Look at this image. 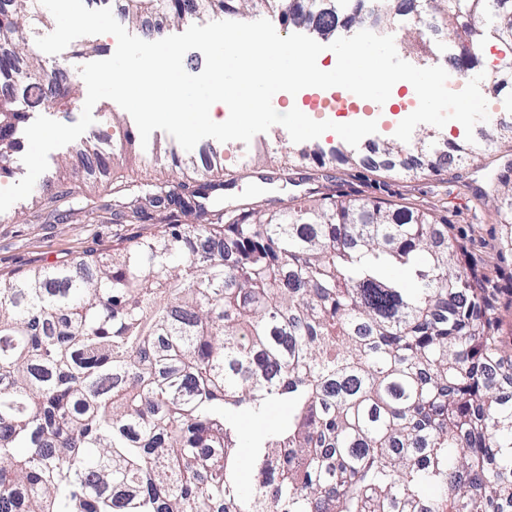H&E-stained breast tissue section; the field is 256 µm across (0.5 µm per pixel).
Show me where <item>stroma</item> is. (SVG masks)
Listing matches in <instances>:
<instances>
[{"instance_id":"1","label":"stroma","mask_w":512,"mask_h":512,"mask_svg":"<svg viewBox=\"0 0 512 512\" xmlns=\"http://www.w3.org/2000/svg\"><path fill=\"white\" fill-rule=\"evenodd\" d=\"M397 94L399 103L375 104L345 115L310 109L308 100L315 95L311 89L294 96L280 94L279 106L295 100L298 109L316 121H376V133L364 137L355 148L331 134L317 138V145L324 150L354 153L352 161L324 170L313 160L279 152L280 140L288 136L280 125L255 135L247 144L203 139L191 155L198 160L210 153L221 154L225 169L237 177L235 186L224 192L228 205H258L278 197L289 206L330 194L339 200L362 198L387 205L434 208L438 217L447 220L449 234L464 245L470 264L491 288L499 308V334L512 344V255L498 251L502 229L493 207L501 181L512 179V140L500 138L488 143L478 158L452 163L436 174H404L401 158L385 154L383 147L391 140L393 117L411 114L417 102L409 87H398ZM160 228L153 212L140 223L117 224L108 208L92 214L78 211L57 221L37 209L21 212L13 206L0 213V274L76 260L90 251H108L123 240Z\"/></svg>"}]
</instances>
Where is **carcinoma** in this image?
<instances>
[{
    "label": "carcinoma",
    "instance_id": "1",
    "mask_svg": "<svg viewBox=\"0 0 512 512\" xmlns=\"http://www.w3.org/2000/svg\"><path fill=\"white\" fill-rule=\"evenodd\" d=\"M323 38L395 0H237ZM467 73L487 37L512 80V0H419ZM227 0H125L166 28ZM40 0L0 9V178L37 101L72 103L36 51ZM407 24L403 43L430 52ZM80 151L110 167L115 151ZM433 152L432 135L385 149ZM178 182L112 171L120 218L165 215L110 253L0 275V512H505L512 507V346L447 222L364 199L288 209L212 204L236 183L189 161ZM85 197L63 185L55 207ZM512 253V185L497 206ZM287 418L249 434L241 419ZM251 475L242 484V469Z\"/></svg>",
    "mask_w": 512,
    "mask_h": 512
}]
</instances>
